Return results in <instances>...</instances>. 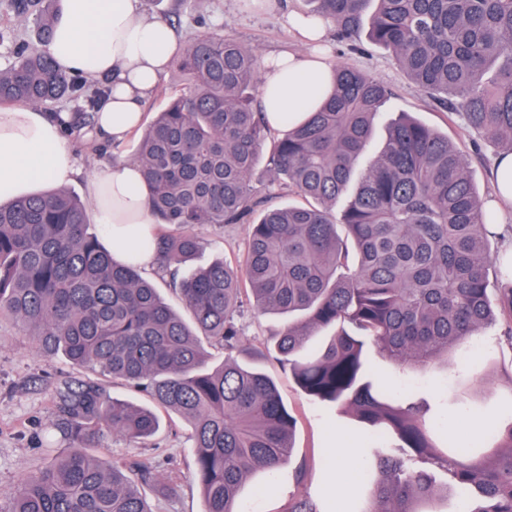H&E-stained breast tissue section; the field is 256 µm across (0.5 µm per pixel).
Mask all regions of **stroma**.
Masks as SVG:
<instances>
[{"label":"stroma","instance_id":"1","mask_svg":"<svg viewBox=\"0 0 512 512\" xmlns=\"http://www.w3.org/2000/svg\"><path fill=\"white\" fill-rule=\"evenodd\" d=\"M144 7L159 17L172 15L182 38L220 26L263 56L288 48L302 50V43L285 26L282 15L291 10L305 12L309 4L307 0H268L261 6L250 4L249 0H144ZM329 47L333 61L349 63L378 78L391 90L382 124L408 112L447 135L449 142L467 155L483 199L491 198V172L501 154L496 144L471 129L462 116L448 112L428 97L384 51L365 42L353 50L334 39ZM68 136L84 173L68 181L67 186L81 197L87 194L86 174L114 157H136L138 138L134 135L115 148L92 147L78 124L70 127ZM194 232L202 248L193 261L182 266L185 275L216 260L231 264L241 260L249 239V226L245 223L229 224L220 230L202 224L195 226ZM235 323L239 331V362L259 368L275 381L296 420L295 448L289 461L275 473H254L241 485V512H288L294 499L302 495L315 500L319 512H367L370 487L357 477L356 471L361 463L372 464L378 457L390 454V446L369 444L366 433L357 430L351 414L330 411L310 402L288 372L268 354L273 338L287 324L284 317L255 312L247 304L236 313ZM507 326L506 320H497L478 340L460 343L447 361L438 362L425 373L403 377L393 372L384 357L375 356L374 362L388 373L393 388L399 390L411 382L418 385L422 396L432 397L436 410L446 413L453 435L465 442L484 434L512 406V381L507 378L512 372V344L503 337ZM464 355L470 358V372L448 376L447 362ZM91 379L107 396L154 408L148 396L133 391L122 381L92 376L61 356L46 359L30 337L24 336L17 322L6 315L0 317V490L14 487L21 477L43 465L51 451L66 447L67 442L56 426V394L60 388ZM155 410L160 427L153 436L132 441L115 435L105 447L92 449L91 454L108 464L150 462L154 481L142 487L141 492L151 512H200L203 498L194 477L190 427L176 411ZM341 446L351 449L345 467L355 475L347 490L337 488L338 471L325 463L326 455ZM162 484L174 485L175 494H159Z\"/></svg>","mask_w":512,"mask_h":512}]
</instances>
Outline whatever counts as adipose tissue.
<instances>
[{
  "mask_svg": "<svg viewBox=\"0 0 512 512\" xmlns=\"http://www.w3.org/2000/svg\"><path fill=\"white\" fill-rule=\"evenodd\" d=\"M286 23L309 49L264 58L259 103L270 129L281 112L297 111L312 79L331 61L322 50L330 21L288 12ZM179 36L168 22L147 14L141 0H65L48 51L63 71L109 81V94L95 115L98 138L121 145L146 126L144 106L179 56ZM66 115L34 106L0 108V202L38 194L80 176L66 136ZM90 211L103 233L136 266L155 265L139 241L156 232L138 162L118 158L87 181ZM138 237H130V227Z\"/></svg>",
  "mask_w": 512,
  "mask_h": 512,
  "instance_id": "1",
  "label": "adipose tissue"
}]
</instances>
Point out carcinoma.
<instances>
[{
    "instance_id": "cac0c4a2",
    "label": "carcinoma",
    "mask_w": 512,
    "mask_h": 512,
    "mask_svg": "<svg viewBox=\"0 0 512 512\" xmlns=\"http://www.w3.org/2000/svg\"><path fill=\"white\" fill-rule=\"evenodd\" d=\"M35 17L37 44L11 43L0 105L47 107L92 91L55 65L47 45L58 0H9ZM338 40L385 50L426 94L512 152V0H310ZM262 58L214 27L187 41L184 83L142 133L136 161L160 225L159 274L185 320L140 269L117 261L90 231L89 208L69 188L0 204V315L37 349L108 375L181 413L192 428L202 512H235L242 482L272 473L293 448L294 421L275 382L234 356V315L250 291L260 312L297 320L277 336L276 360L312 400L355 413L398 454L377 460L370 512H441L453 492L463 512H512V421L493 446H461L428 424L373 364L372 352L427 370L480 334L494 313L512 319V270L491 252L496 213L484 206L462 151L407 114L370 149L391 91L345 63L312 81L304 118L281 114L267 140L257 107ZM280 184L303 203L265 206L252 171L265 144ZM346 198L341 212L336 202ZM242 261L180 275L201 248L196 224L222 228L254 213ZM334 333L301 354L321 328ZM224 349L212 365L204 344ZM68 447L8 491L0 512H150L148 464L105 465L87 449L112 435L150 436L155 413L106 397L93 382L58 394ZM436 468L445 482H435Z\"/></svg>"
}]
</instances>
